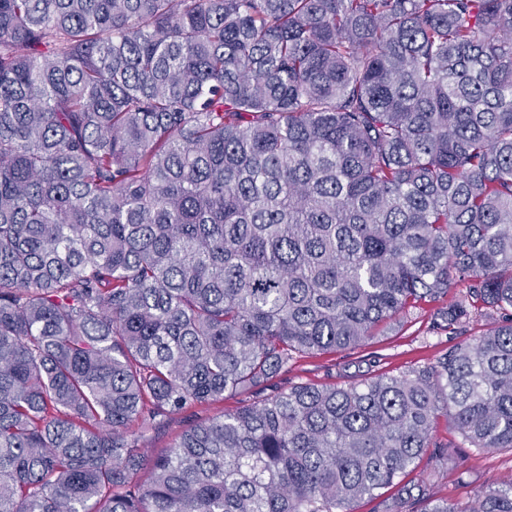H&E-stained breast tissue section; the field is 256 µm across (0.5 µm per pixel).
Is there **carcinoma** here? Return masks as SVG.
<instances>
[{
	"label": "carcinoma",
	"instance_id": "1",
	"mask_svg": "<svg viewBox=\"0 0 512 512\" xmlns=\"http://www.w3.org/2000/svg\"><path fill=\"white\" fill-rule=\"evenodd\" d=\"M426 306L495 325L280 383ZM452 448L512 450V0H0V512H512ZM244 397L241 395L225 394L223 401H217L206 406H198L189 409L180 416H176L165 428L155 432H149L144 442L145 448H150L152 454H157L171 448L179 434L188 422L199 421L207 418L218 417L223 413L235 410Z\"/></svg>",
	"mask_w": 512,
	"mask_h": 512
}]
</instances>
